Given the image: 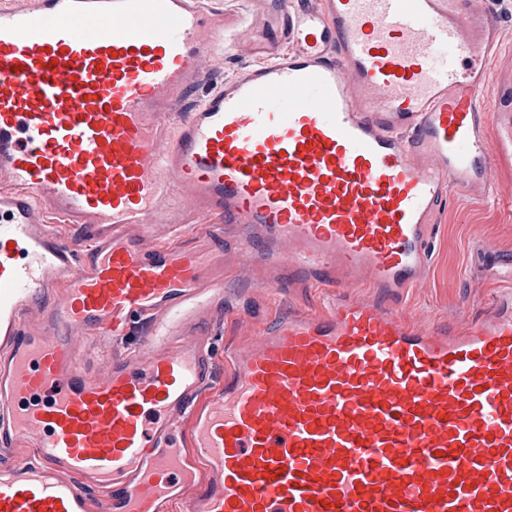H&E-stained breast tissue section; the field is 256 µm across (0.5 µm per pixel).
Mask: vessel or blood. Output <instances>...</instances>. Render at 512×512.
I'll use <instances>...</instances> for the list:
<instances>
[{
  "instance_id": "vessel-or-blood-1",
  "label": "vessel or blood",
  "mask_w": 512,
  "mask_h": 512,
  "mask_svg": "<svg viewBox=\"0 0 512 512\" xmlns=\"http://www.w3.org/2000/svg\"><path fill=\"white\" fill-rule=\"evenodd\" d=\"M264 4L262 63L198 101L224 54L208 0L0 8V453L27 448L0 512H512V257L466 325L387 303L424 282L449 187L495 196L498 22ZM231 225L268 283L328 293L225 346L205 398ZM93 336L131 350L86 370Z\"/></svg>"
}]
</instances>
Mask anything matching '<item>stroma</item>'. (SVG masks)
<instances>
[{
    "mask_svg": "<svg viewBox=\"0 0 512 512\" xmlns=\"http://www.w3.org/2000/svg\"><path fill=\"white\" fill-rule=\"evenodd\" d=\"M218 3L229 27L224 35L223 57L204 64V87L208 90L254 62L243 43L242 32L235 26L238 18L252 11L253 0ZM489 8L503 39V51L485 88V96L494 106L512 93V0H490ZM493 171L498 202L455 192L434 217L427 283L422 288L407 289L395 302L399 314L419 327L429 328L444 320H470L503 286L496 261L512 255V210L501 205L503 199L512 197V156L501 155ZM324 293V287L317 284L296 292L284 286H260L244 295L238 278L231 276L224 291V317L214 323L212 330L223 346L234 337L259 334L272 319L287 315L293 305L317 307Z\"/></svg>",
    "mask_w": 512,
    "mask_h": 512,
    "instance_id": "obj_1",
    "label": "stroma"
}]
</instances>
